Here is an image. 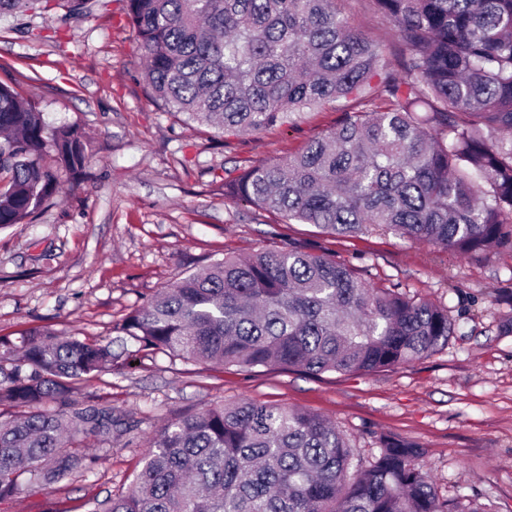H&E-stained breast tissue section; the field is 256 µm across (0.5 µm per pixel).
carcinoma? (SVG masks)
I'll list each match as a JSON object with an SVG mask.
<instances>
[{
  "mask_svg": "<svg viewBox=\"0 0 512 512\" xmlns=\"http://www.w3.org/2000/svg\"><path fill=\"white\" fill-rule=\"evenodd\" d=\"M400 68L336 0H127L142 79L169 112L238 137L346 100L336 128L285 161L249 166L227 195L321 233L372 231L464 255L512 247V0H371ZM90 0H0V16ZM54 153L57 165L45 162ZM78 128H48L0 82V230L82 174ZM448 311L296 247L225 257L154 294L122 326L187 362L311 375L378 372L448 344ZM108 345L33 328L0 336V501L47 491L125 422L73 385L112 371ZM100 512H454L420 446L387 436L365 466L336 426L247 399L180 416L148 443L132 490Z\"/></svg>",
  "mask_w": 512,
  "mask_h": 512,
  "instance_id": "1",
  "label": "carcinoma"
}]
</instances>
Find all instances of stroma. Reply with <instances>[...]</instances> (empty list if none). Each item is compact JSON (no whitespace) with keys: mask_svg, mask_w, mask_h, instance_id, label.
<instances>
[{"mask_svg":"<svg viewBox=\"0 0 512 512\" xmlns=\"http://www.w3.org/2000/svg\"><path fill=\"white\" fill-rule=\"evenodd\" d=\"M337 6L384 45L396 69L392 25L371 0ZM61 17H0V82L49 126L75 125L91 144L82 175L65 178L36 221L0 230V336L46 326L111 345V373L80 383L74 398L112 406L131 428L93 449L91 468L48 493L22 487L0 512H91L94 502L131 490L157 430L241 398L327 418L366 462L379 436L415 442L440 498L512 512V249L460 255L390 233L331 237L232 199L224 184L241 169L300 152L335 128L341 112L323 105L224 138L151 99L127 0H93L90 15ZM289 246L447 309L455 324L447 346L386 371L312 376L220 370L120 337L129 315L187 273Z\"/></svg>","mask_w":512,"mask_h":512,"instance_id":"35a3bbf8","label":"stroma"}]
</instances>
